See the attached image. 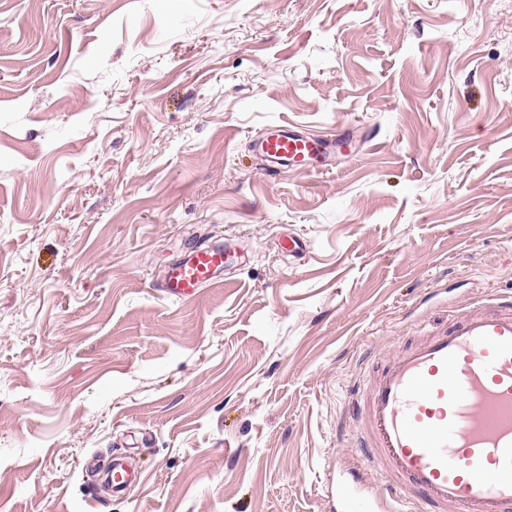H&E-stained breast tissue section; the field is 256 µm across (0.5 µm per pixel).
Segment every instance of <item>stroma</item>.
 Wrapping results in <instances>:
<instances>
[{
  "mask_svg": "<svg viewBox=\"0 0 512 512\" xmlns=\"http://www.w3.org/2000/svg\"><path fill=\"white\" fill-rule=\"evenodd\" d=\"M278 121L350 151L267 172ZM493 295L512 0H0V512H329L352 385ZM233 255L234 250L229 246L198 247L169 267L160 288L170 299L191 300L204 284L224 271ZM112 475V492L116 494L124 493L140 477L135 468L121 461H115L112 464Z\"/></svg>",
  "mask_w": 512,
  "mask_h": 512,
  "instance_id": "1",
  "label": "stroma"
}]
</instances>
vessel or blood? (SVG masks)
Segmentation results:
<instances>
[{
	"mask_svg": "<svg viewBox=\"0 0 512 512\" xmlns=\"http://www.w3.org/2000/svg\"><path fill=\"white\" fill-rule=\"evenodd\" d=\"M344 147L282 123L253 141L271 172ZM233 255L228 246L196 248L169 267L160 288L191 300ZM349 413L366 456L337 465L336 512H512V297L463 306L445 329L393 353L355 386ZM112 475L116 494L139 477L121 461Z\"/></svg>",
	"mask_w": 512,
	"mask_h": 512,
	"instance_id": "vessel-or-blood-1",
	"label": "vessel or blood"
}]
</instances>
